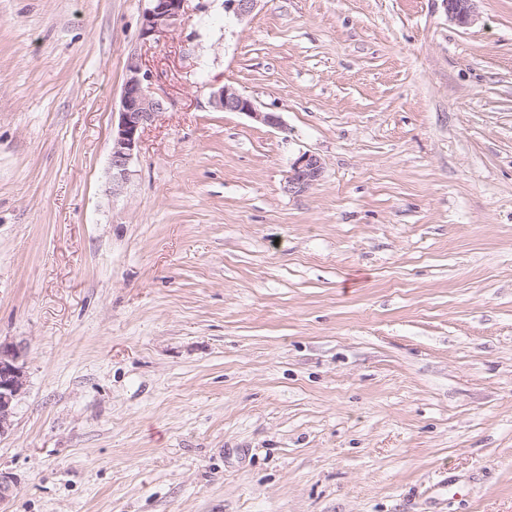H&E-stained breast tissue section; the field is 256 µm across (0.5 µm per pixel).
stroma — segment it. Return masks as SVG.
Here are the masks:
<instances>
[{"label":"stroma","mask_w":512,"mask_h":512,"mask_svg":"<svg viewBox=\"0 0 512 512\" xmlns=\"http://www.w3.org/2000/svg\"><path fill=\"white\" fill-rule=\"evenodd\" d=\"M147 7L0 0L7 512H512V0ZM186 0H148L143 15L142 35L158 36L172 27L182 14ZM478 0H445L448 16L459 24L467 25L475 20V2ZM127 78L123 85L119 118L112 126L110 169L112 189L117 191L127 180L129 167L138 151L141 136L163 109L161 100L155 98L148 86L149 75L135 58L127 65ZM210 103L216 110L240 112L267 126L282 128V120L278 113L259 111L250 98L230 87L223 86L213 91L210 95ZM321 173L320 158L315 154L303 153L291 165L286 190L293 193L303 192L319 180ZM27 355L25 342L0 339V436L10 430L17 400L26 386Z\"/></svg>","instance_id":"1"}]
</instances>
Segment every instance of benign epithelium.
Masks as SVG:
<instances>
[{"label":"benign epithelium","mask_w":512,"mask_h":512,"mask_svg":"<svg viewBox=\"0 0 512 512\" xmlns=\"http://www.w3.org/2000/svg\"><path fill=\"white\" fill-rule=\"evenodd\" d=\"M143 15L142 35L158 36L172 27L182 14L185 0H148ZM259 0H224V9L239 18L248 16ZM448 16L462 25L475 20L476 0H445ZM127 78L123 85L119 118L112 126L110 169L112 190L116 191L127 180L129 167L138 151L141 136L163 109L148 86L149 75L135 58L127 65ZM213 108L223 112H240L273 128H281L282 120L276 112L258 110L252 100L238 91L223 86L210 95ZM322 173L320 158L311 153L301 154L291 165L286 190L305 191L319 180ZM28 347L23 341L0 340V436L12 426L17 400L26 382Z\"/></svg>","instance_id":"1"}]
</instances>
